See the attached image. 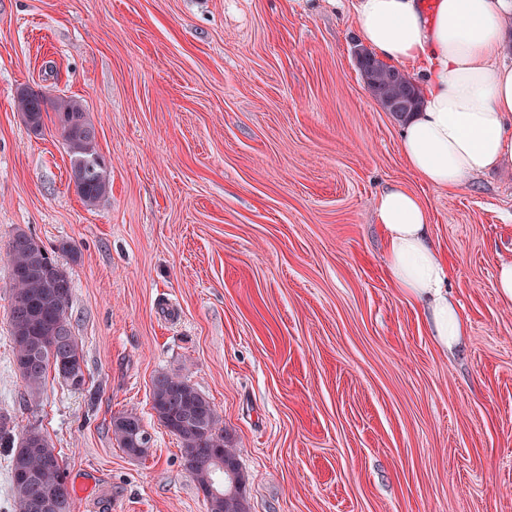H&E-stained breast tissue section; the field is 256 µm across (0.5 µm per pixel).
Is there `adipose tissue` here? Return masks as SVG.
<instances>
[{
  "instance_id": "ef3b65f1",
  "label": "adipose tissue",
  "mask_w": 512,
  "mask_h": 512,
  "mask_svg": "<svg viewBox=\"0 0 512 512\" xmlns=\"http://www.w3.org/2000/svg\"><path fill=\"white\" fill-rule=\"evenodd\" d=\"M360 35L377 60L413 75L418 108L404 126L402 154L424 184L454 190L512 163V63L502 57L512 0H350ZM385 272L419 302L436 346L453 352L467 325L448 294L449 269L432 245L428 211L394 185L376 203Z\"/></svg>"
}]
</instances>
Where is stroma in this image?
Instances as JSON below:
<instances>
[{
	"mask_svg": "<svg viewBox=\"0 0 512 512\" xmlns=\"http://www.w3.org/2000/svg\"><path fill=\"white\" fill-rule=\"evenodd\" d=\"M336 0H0V512L12 444L38 428L72 512H206L151 383L187 377L240 454L250 512H512V166L419 182L404 126L365 87ZM82 100L112 189L79 197L53 118ZM417 194L468 334L452 355L384 271L375 206ZM72 282L86 385L30 401L9 339L16 229ZM70 242L76 255L62 253ZM153 438L128 456L113 416Z\"/></svg>",
	"mask_w": 512,
	"mask_h": 512,
	"instance_id": "obj_1",
	"label": "stroma"
}]
</instances>
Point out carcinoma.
<instances>
[{"instance_id":"obj_1","label":"carcinoma","mask_w":512,"mask_h":512,"mask_svg":"<svg viewBox=\"0 0 512 512\" xmlns=\"http://www.w3.org/2000/svg\"><path fill=\"white\" fill-rule=\"evenodd\" d=\"M404 85V77L378 87L377 93L397 103L407 99L396 93ZM17 110L34 134L43 132L44 115L54 112L56 129L71 157V179L77 194L93 206L110 189V171L104 157L96 151V129L85 105L71 97L49 98L41 92L23 90L17 98ZM11 267V304L9 309L10 340L14 362L29 396L37 397L49 373H59L68 364L75 380L68 383L74 390L86 384L84 358L76 340L69 350L58 346L54 332L59 322L67 321L72 295L71 282L57 277L59 264L30 234L17 229L7 248ZM27 339L39 346L38 364L22 370L30 357V349L19 343ZM151 408L160 425L176 436L183 449L184 470L198 483L204 494L207 512L226 508V512H249L246 506L245 475L238 450L233 448L214 404L186 377L160 373L152 381ZM112 435L118 447L130 456L145 454L152 448V436L141 417L134 411L112 417ZM20 448H30L27 472H22L16 458L10 459L14 485V512H35L33 503L38 493L50 494L66 487L63 463L43 461L52 446L38 432L21 437Z\"/></svg>"}]
</instances>
